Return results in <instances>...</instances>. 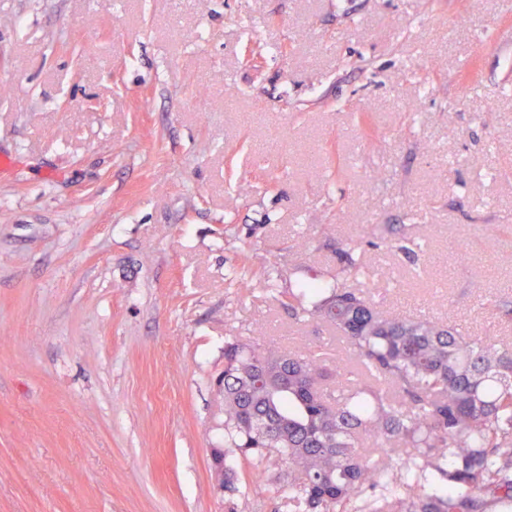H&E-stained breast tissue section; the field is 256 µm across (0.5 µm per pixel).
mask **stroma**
<instances>
[{"mask_svg":"<svg viewBox=\"0 0 512 512\" xmlns=\"http://www.w3.org/2000/svg\"><path fill=\"white\" fill-rule=\"evenodd\" d=\"M509 59L512 0H0V512H225L224 342L347 365L288 291L350 239L512 347Z\"/></svg>","mask_w":512,"mask_h":512,"instance_id":"1","label":"stroma"}]
</instances>
